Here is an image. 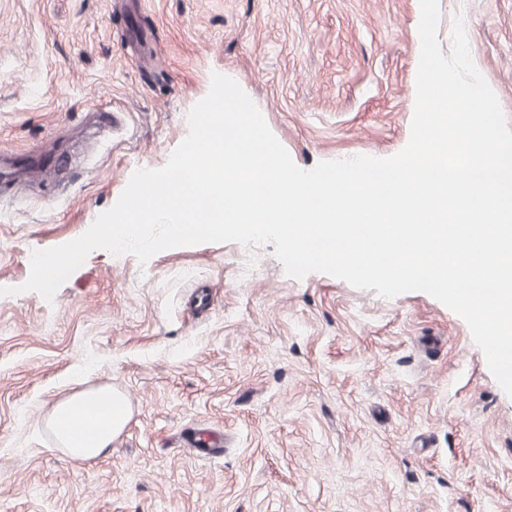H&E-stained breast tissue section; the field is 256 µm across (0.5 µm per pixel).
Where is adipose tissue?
Wrapping results in <instances>:
<instances>
[{"mask_svg":"<svg viewBox=\"0 0 512 512\" xmlns=\"http://www.w3.org/2000/svg\"><path fill=\"white\" fill-rule=\"evenodd\" d=\"M130 419L124 395L108 386L86 387L58 401L45 425L76 462L98 458Z\"/></svg>","mask_w":512,"mask_h":512,"instance_id":"adipose-tissue-1","label":"adipose tissue"}]
</instances>
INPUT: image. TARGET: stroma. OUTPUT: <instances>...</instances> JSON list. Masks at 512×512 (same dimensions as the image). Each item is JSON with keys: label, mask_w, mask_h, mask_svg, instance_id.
I'll return each instance as SVG.
<instances>
[{"label": "stroma", "mask_w": 512, "mask_h": 512, "mask_svg": "<svg viewBox=\"0 0 512 512\" xmlns=\"http://www.w3.org/2000/svg\"><path fill=\"white\" fill-rule=\"evenodd\" d=\"M512 122V0H438ZM419 0H0V286L84 234L234 79L294 163L399 153ZM274 245L203 243L139 264L94 250L53 302L0 296V512H512V398L466 321L286 275ZM129 400L77 463L43 421L83 387ZM210 429L222 452L189 438Z\"/></svg>", "instance_id": "obj_1"}]
</instances>
